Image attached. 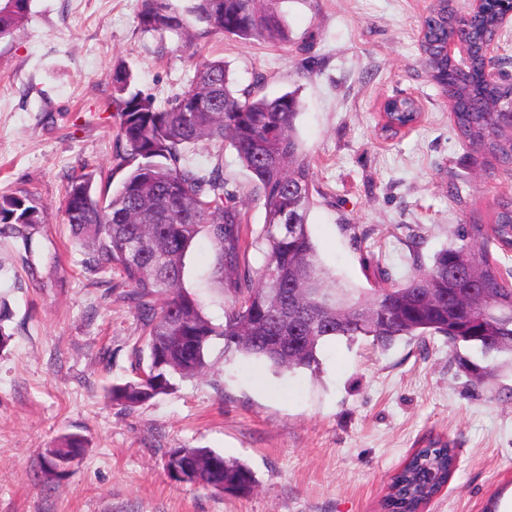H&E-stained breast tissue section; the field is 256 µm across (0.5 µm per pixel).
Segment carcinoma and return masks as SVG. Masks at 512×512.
Instances as JSON below:
<instances>
[{"instance_id":"obj_1","label":"carcinoma","mask_w":512,"mask_h":512,"mask_svg":"<svg viewBox=\"0 0 512 512\" xmlns=\"http://www.w3.org/2000/svg\"><path fill=\"white\" fill-rule=\"evenodd\" d=\"M485 0L470 17L458 15L448 0L424 21L423 64L451 108L466 146L512 166V83L485 72L483 46L499 27L506 2ZM31 0H0V39L22 24ZM278 0H192L187 12L200 26L193 32L186 17L168 0H140L138 27L170 34L181 46L197 36L221 33L238 40L288 41ZM457 33L469 54L461 67L443 48ZM133 75L123 63L112 69V104L119 115L115 187L97 189L91 172L68 179L63 211L73 238L87 247L82 261L90 274L116 271L128 288L143 325L142 348L149 364L136 367V379L112 386V403L126 409L173 389L179 376L205 369L212 337H224L225 350L261 359L276 371L316 369L318 347L327 339L370 337L382 349L401 338L440 335L448 348L480 346L487 354L512 355V270L493 257L490 245L512 251V197L496 204L491 224H462L456 242L437 252L403 282H390L367 294L336 279L321 263L308 231L313 204L312 176L295 133L300 111L296 93L268 98L239 92L227 65L207 58L194 61V75L183 90L160 106L132 90ZM393 131L418 118L402 100L387 113ZM232 147L252 175L263 198L264 227L256 243L263 254L257 271L241 266L240 211L226 190L223 165H199L191 149L199 143ZM42 211L30 199L0 195V224L22 238L41 223ZM207 233L220 253L218 277L229 276L231 300L224 325H213L198 300L184 289L185 258L196 238ZM271 336H286L276 345ZM62 438L53 456H44L50 476L52 457L82 448ZM205 456L224 471V494L252 492L250 467L210 448H173L167 471L180 467L177 453ZM455 470V449L419 448L390 479L385 512H418ZM184 483L219 493L207 471Z\"/></svg>"}]
</instances>
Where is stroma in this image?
Returning <instances> with one entry per match:
<instances>
[{
  "instance_id": "stroma-1",
  "label": "stroma",
  "mask_w": 512,
  "mask_h": 512,
  "mask_svg": "<svg viewBox=\"0 0 512 512\" xmlns=\"http://www.w3.org/2000/svg\"><path fill=\"white\" fill-rule=\"evenodd\" d=\"M433 0H280L290 38L248 43L220 33L198 43L223 59L239 88L272 97L297 91L296 134L313 176L307 216L323 264L372 288L373 259L390 280L455 240L461 224H487L512 173L465 146L448 99L422 60L421 23ZM139 0H32L27 20L0 39V195L43 211L28 239L0 234V304L9 334L0 348V512H380L392 474L429 442L451 443L457 467L423 512H504L512 505V357L445 337L401 339L388 349L337 337L317 369L278 373L225 351L213 337L207 368L176 379L170 394L128 410L108 391L135 379L142 327L119 275L84 274L83 248L61 209L69 176L115 165L119 116L112 68L165 103L193 76L173 38L142 32ZM413 97L418 122L390 135L382 106ZM222 162L238 201L245 262L264 224L260 192L231 147L193 150ZM364 241H356V234ZM219 254L199 235L184 286L223 324L230 300ZM494 369L472 384L459 358ZM77 434L86 448L71 470L41 473L43 454ZM171 448H210L244 461L256 486L245 496L179 484Z\"/></svg>"
}]
</instances>
